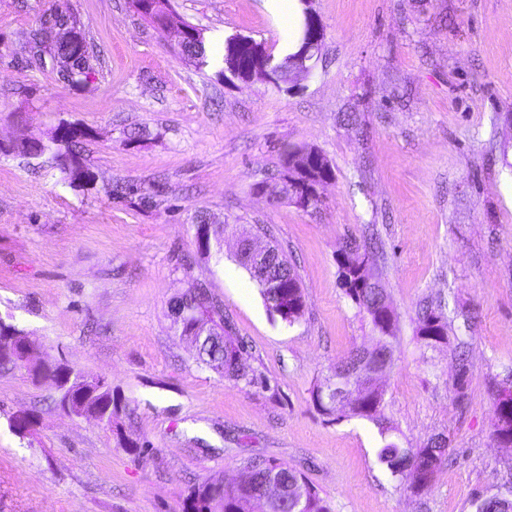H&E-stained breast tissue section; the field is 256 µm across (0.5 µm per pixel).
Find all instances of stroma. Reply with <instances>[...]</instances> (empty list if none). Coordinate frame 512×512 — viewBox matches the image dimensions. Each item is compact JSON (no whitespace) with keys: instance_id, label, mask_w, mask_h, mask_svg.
I'll list each match as a JSON object with an SVG mask.
<instances>
[{"instance_id":"stroma-1","label":"stroma","mask_w":512,"mask_h":512,"mask_svg":"<svg viewBox=\"0 0 512 512\" xmlns=\"http://www.w3.org/2000/svg\"><path fill=\"white\" fill-rule=\"evenodd\" d=\"M201 29L209 63L129 0H0V320L24 330L36 357L105 377L128 406L111 429L55 406L52 381L0 372V512H182L191 487L237 475L244 459L285 462L333 512H473L487 488L512 489V447L491 431L512 370V0H312L324 27L307 79L277 86L220 77L235 35L291 52L267 0H172ZM69 9L99 56L80 87L25 67L22 32ZM359 121L347 125L341 113ZM90 130L93 174L73 186L42 159L2 147L60 122ZM143 128L142 138L126 133ZM312 147L334 178L318 210L270 203L256 189L289 148ZM124 182L151 205L114 200ZM266 230L306 293L302 319L270 316L236 261V239L202 258L192 219ZM373 240V262L398 317L381 383L400 446L448 439L450 462L410 495L377 458L374 422L332 421L313 389L377 335L346 297L338 250ZM207 282L266 387L219 378L176 333L173 297ZM441 306L453 328L430 349L417 313ZM470 369L456 393V354ZM37 411L32 434L9 426ZM144 445L120 447L118 435Z\"/></svg>"}]
</instances>
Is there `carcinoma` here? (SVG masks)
<instances>
[{
	"label": "carcinoma",
	"mask_w": 512,
	"mask_h": 512,
	"mask_svg": "<svg viewBox=\"0 0 512 512\" xmlns=\"http://www.w3.org/2000/svg\"><path fill=\"white\" fill-rule=\"evenodd\" d=\"M139 1L151 11V23L159 31L176 42L181 58L198 67L207 64L204 38L199 28L184 22L172 9L169 0ZM85 34L81 20L67 10L57 9L39 18L37 25L23 33L29 47L27 63L32 68L50 70L53 73H69L67 84L77 86L92 73V46L89 41L67 42L60 37L58 26ZM89 137L86 129L63 122L59 124L45 142L40 138L23 139L9 148L17 157H28L29 143L37 142L40 154L48 153L51 168L63 174L69 184L91 179L92 173L81 161L83 142ZM288 176L285 184L275 183L269 193L273 203H294L303 190L315 192L333 178V169L327 158L316 149L298 148L289 151L283 158L280 176ZM195 237L201 256H211L212 248L222 250L225 228L208 222L206 216L196 217ZM270 278L263 279L247 264L242 267L259 285L267 311L273 317L290 324L304 314L305 294L299 275L280 250L269 259ZM338 275L344 294L368 319L372 329L388 347L397 340V316L390 307L385 288L381 287L379 274L374 271L370 246L355 238L345 241L340 247ZM171 314L178 316L175 325L179 335L192 344L196 362L222 379L243 382L248 386L263 383L261 375L247 369L245 363H237L245 353L242 342L235 335L231 324L224 316L223 306L214 299L204 282L191 284L170 303ZM450 324L441 309L427 307L418 314L417 335L426 347H433L448 339ZM15 336L25 342V332L12 324L0 321V371L25 368L32 378L54 380L59 376L56 364L32 362L10 345L9 337ZM362 348L352 349L339 367L347 377L355 379L360 392L357 396L341 402L331 394L324 383L313 391L316 406L322 414L335 420L342 418H364L379 425L381 437L395 431L385 422L383 409L385 390L360 376L359 364ZM506 389L498 390L493 403L494 425L492 437L495 441L512 447V403L501 398ZM73 406L82 415L96 417L108 414L116 417L127 405L112 393L108 382L77 390ZM15 432L24 436L36 423L34 412L22 409L12 414ZM378 457L391 475L404 489L413 495L427 492L441 464L449 457L448 443L442 438H431L419 448H402L392 440L379 448ZM474 512H512V494L506 495L487 490L473 502ZM183 512H332L331 505L323 499L304 477L288 464L276 459L250 457L243 461L236 478L228 480L216 473L195 486L185 499Z\"/></svg>",
	"instance_id": "carcinoma-1"
}]
</instances>
